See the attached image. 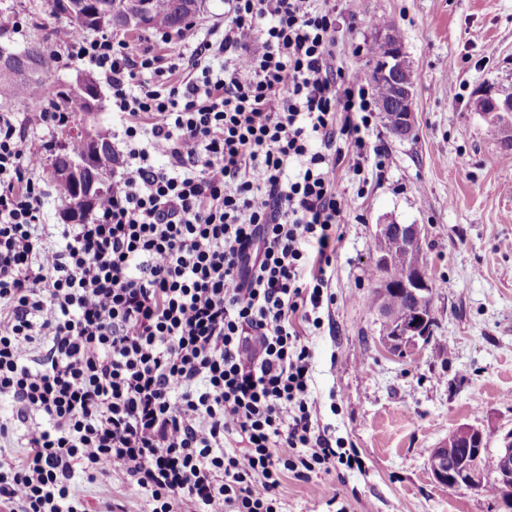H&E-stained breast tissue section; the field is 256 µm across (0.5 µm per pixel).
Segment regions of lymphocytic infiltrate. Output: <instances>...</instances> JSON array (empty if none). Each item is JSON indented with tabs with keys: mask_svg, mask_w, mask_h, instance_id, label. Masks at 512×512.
<instances>
[{
	"mask_svg": "<svg viewBox=\"0 0 512 512\" xmlns=\"http://www.w3.org/2000/svg\"><path fill=\"white\" fill-rule=\"evenodd\" d=\"M315 2L227 0L210 38L157 26L183 64L58 28L125 144L80 223H43L39 152L0 114V512H87L77 482L112 475L143 512H286L285 477L342 459L297 324L322 326L355 209L332 145L363 157L377 92L332 70Z\"/></svg>",
	"mask_w": 512,
	"mask_h": 512,
	"instance_id": "lymphocytic-infiltrate-1",
	"label": "lymphocytic infiltrate"
}]
</instances>
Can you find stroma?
Wrapping results in <instances>:
<instances>
[{"label":"stroma","instance_id":"stroma-1","mask_svg":"<svg viewBox=\"0 0 512 512\" xmlns=\"http://www.w3.org/2000/svg\"><path fill=\"white\" fill-rule=\"evenodd\" d=\"M358 17L337 13V46L330 61L346 76L369 81L375 65L376 21L390 22L416 82L417 131L401 140L374 112L370 145L385 153L344 161L336 188L356 208L330 268L333 301L322 328L303 325L314 353L312 396L321 426L347 441L361 468L338 466L309 479L286 478L288 512H505L498 498L437 483L430 454L458 426L512 430V149L472 101L488 85H512V0H358ZM6 38L22 47L53 39L68 25L47 0H0ZM43 78L45 105L70 91L87 70L57 48ZM455 86H448V78ZM98 111L70 115L107 132L122 150L112 120V90L98 81ZM423 227V260L433 283V332L408 356L385 353L380 326L367 307L372 247L378 225ZM91 512L120 501L141 512V501L119 477L81 482Z\"/></svg>","mask_w":512,"mask_h":512}]
</instances>
